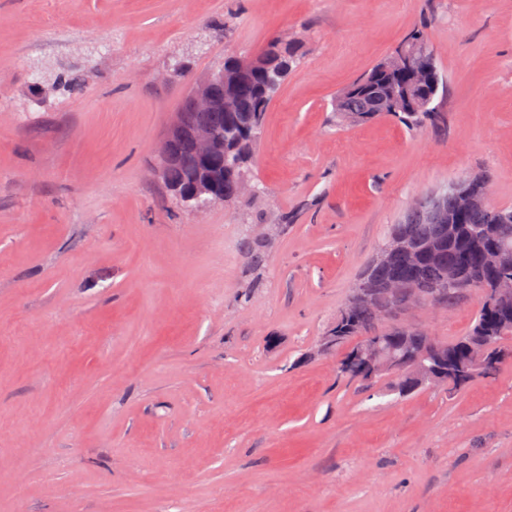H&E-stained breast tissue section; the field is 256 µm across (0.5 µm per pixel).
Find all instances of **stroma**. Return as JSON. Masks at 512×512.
Returning a JSON list of instances; mask_svg holds the SVG:
<instances>
[{
  "label": "stroma",
  "mask_w": 512,
  "mask_h": 512,
  "mask_svg": "<svg viewBox=\"0 0 512 512\" xmlns=\"http://www.w3.org/2000/svg\"><path fill=\"white\" fill-rule=\"evenodd\" d=\"M418 28L436 121L337 125ZM276 36L258 194L176 205L193 82ZM476 172L512 208V0H0V512H512V360L402 397L323 346L392 226ZM479 306L397 320L451 341Z\"/></svg>",
  "instance_id": "35a3bbf8"
}]
</instances>
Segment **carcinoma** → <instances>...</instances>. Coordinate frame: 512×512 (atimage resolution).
<instances>
[{
	"mask_svg": "<svg viewBox=\"0 0 512 512\" xmlns=\"http://www.w3.org/2000/svg\"><path fill=\"white\" fill-rule=\"evenodd\" d=\"M262 55L276 59V63L244 80L236 87V106L222 112H199L184 108L182 120L190 126H207L224 133L226 153L219 159L213 172L219 176L224 197L232 201L238 197L239 179L246 173V164L260 133L265 112L277 90L296 61L297 51L288 44L284 51L280 39H272ZM432 74L411 75L398 67L396 55L379 62L364 75L355 79L336 96V120L359 125L384 114L395 116L408 127H414L432 117L433 100L438 90L432 87ZM174 163L167 169L165 181L169 187L188 188L195 183L203 169L199 157L180 142L170 145ZM512 214L511 208L486 205L464 215L457 223V232L450 236L446 225L430 224L423 211L415 209L402 224L394 225L420 241H439L443 252L439 260H420L412 255H397L389 264L372 261L363 277L374 288H381L390 279L398 278L414 288L441 287L442 269L457 267L463 273L467 288H490L498 274L483 265L485 242L478 240L473 231L495 223L498 213ZM375 304L356 298L348 301L349 322L338 323L341 331L334 346L341 347L353 338L365 343L376 333ZM512 333L499 327L494 312L478 309L469 332L457 339L441 344L448 352V362L463 363L471 360L469 344L474 338L482 339L485 356L498 361L504 354L501 341Z\"/></svg>",
	"mask_w": 512,
	"mask_h": 512,
	"instance_id": "cac0c4a2",
	"label": "carcinoma"
}]
</instances>
